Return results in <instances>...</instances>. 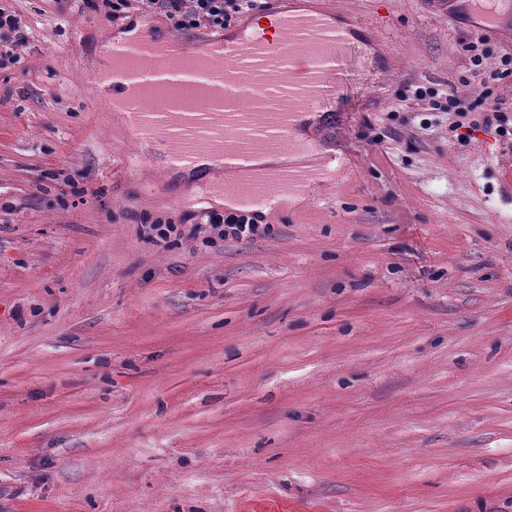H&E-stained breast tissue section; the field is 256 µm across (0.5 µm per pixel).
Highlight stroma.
I'll use <instances>...</instances> for the list:
<instances>
[{"label": "stroma", "mask_w": 512, "mask_h": 512, "mask_svg": "<svg viewBox=\"0 0 512 512\" xmlns=\"http://www.w3.org/2000/svg\"><path fill=\"white\" fill-rule=\"evenodd\" d=\"M0 6L29 33L0 65V512H512V135L413 98L512 101L475 30L332 0L385 45L340 49L314 134L349 166L208 245L216 183L138 166L99 109L111 18ZM452 109L454 110V112H456L455 116L457 118L463 119V120H467V119L470 120L467 123L468 126H465L466 124L460 120L453 122L449 126V129L452 132H457L461 128H466L467 129L466 133H463V134L457 133L458 139L466 140L473 134L470 129L476 130L480 126V124L476 119H470L469 112L472 111V108L470 105H467L464 101H462L460 99L448 98V111L452 110Z\"/></svg>", "instance_id": "stroma-1"}]
</instances>
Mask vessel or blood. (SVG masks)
<instances>
[{
	"instance_id": "obj_1",
	"label": "vessel or blood",
	"mask_w": 512,
	"mask_h": 512,
	"mask_svg": "<svg viewBox=\"0 0 512 512\" xmlns=\"http://www.w3.org/2000/svg\"><path fill=\"white\" fill-rule=\"evenodd\" d=\"M326 0H267L264 21L243 14L203 39L176 37L145 17L113 34L105 52L130 60L111 73L113 94L126 86L154 90L158 104L136 112L126 133L161 142L168 165L194 168L210 155L224 168V200L264 213L284 195L323 180L325 163L307 127L336 93L337 51L365 37L337 20ZM428 11L466 14L472 27L498 38L512 29V0H425ZM205 54L188 65L183 52ZM197 89L195 103L172 98Z\"/></svg>"
}]
</instances>
